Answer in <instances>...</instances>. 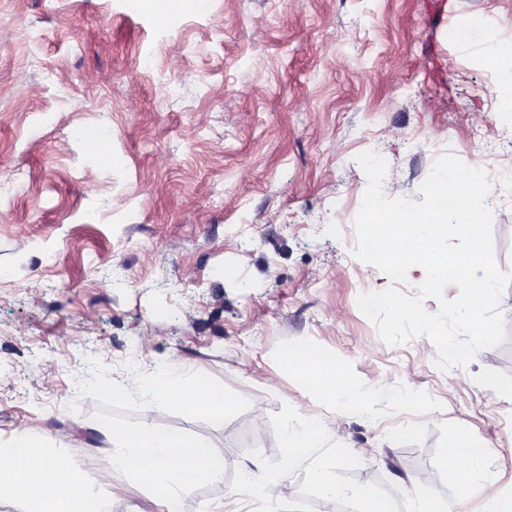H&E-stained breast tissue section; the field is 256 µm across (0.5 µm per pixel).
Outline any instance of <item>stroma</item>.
<instances>
[{
    "instance_id": "1",
    "label": "stroma",
    "mask_w": 512,
    "mask_h": 512,
    "mask_svg": "<svg viewBox=\"0 0 512 512\" xmlns=\"http://www.w3.org/2000/svg\"><path fill=\"white\" fill-rule=\"evenodd\" d=\"M183 19L167 32L130 0H0V441L35 424L88 474L105 470L101 406L74 380L93 358L127 384L167 364L248 403L218 426L130 413L223 455L222 480L184 512H265L237 495L241 478L261 484L285 429L310 416L329 429L321 459L295 463L280 512H336L318 464L354 510L362 495L394 512L447 507L458 482L439 464L461 433L491 455L465 512H481L485 484L512 493V285L506 341L442 371L429 339L380 338L357 298L391 280L351 255L360 153L386 159V196L417 202L444 153L512 164V106L496 96L512 60L493 70L480 53L512 32V0H204ZM22 56L35 60L25 72ZM76 127L108 130L107 152ZM490 203L506 271L512 181ZM300 344L360 399L337 411L313 392L285 362ZM346 449L363 467L340 465ZM105 491L112 512H165L124 476Z\"/></svg>"
}]
</instances>
